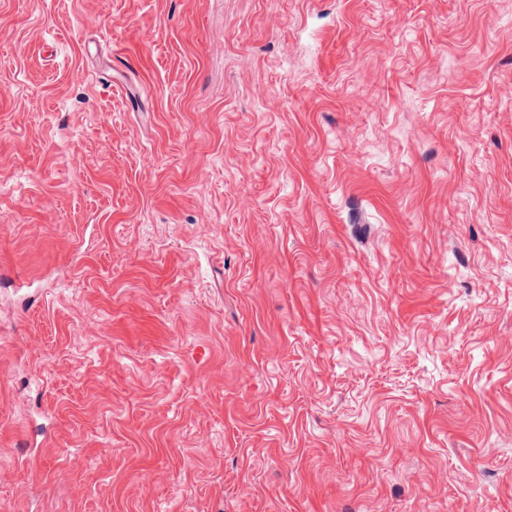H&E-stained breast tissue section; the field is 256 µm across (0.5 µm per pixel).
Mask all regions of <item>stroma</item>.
I'll list each match as a JSON object with an SVG mask.
<instances>
[{
	"mask_svg": "<svg viewBox=\"0 0 512 512\" xmlns=\"http://www.w3.org/2000/svg\"><path fill=\"white\" fill-rule=\"evenodd\" d=\"M0 512H512V0H0Z\"/></svg>",
	"mask_w": 512,
	"mask_h": 512,
	"instance_id": "stroma-1",
	"label": "stroma"
}]
</instances>
